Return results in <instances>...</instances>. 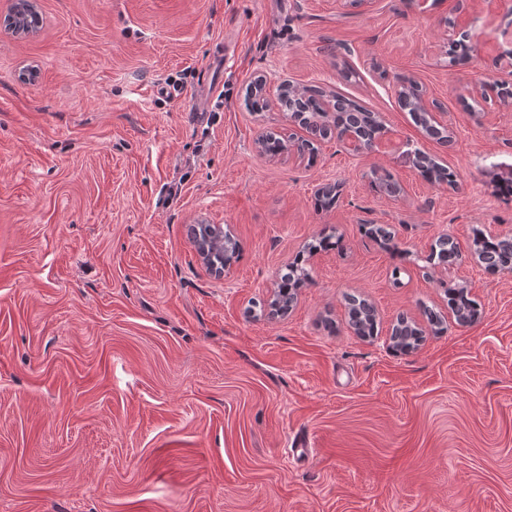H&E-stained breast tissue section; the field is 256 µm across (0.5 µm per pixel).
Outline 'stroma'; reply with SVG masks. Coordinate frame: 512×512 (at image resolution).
<instances>
[{
    "mask_svg": "<svg viewBox=\"0 0 512 512\" xmlns=\"http://www.w3.org/2000/svg\"><path fill=\"white\" fill-rule=\"evenodd\" d=\"M39 9L32 37L0 26V512H512V272L471 258L475 231L512 236L494 192L512 103L481 96L512 88V0ZM462 39L469 63L449 64ZM401 77L450 145L401 107ZM286 81L358 102L382 136L264 155L262 133L296 130ZM419 151L456 186L422 179ZM386 174L400 195L376 188ZM192 224L239 241L224 275ZM324 233L340 248L306 252ZM445 234L463 254L449 268L428 259ZM300 254L309 279L269 317ZM458 283L479 308L465 325ZM350 294L375 307L373 338L349 326ZM430 309L444 332L392 349L396 318L424 327ZM448 307L454 313L459 324H467L475 320L479 314L476 302L469 297L466 287L459 284L448 285Z\"/></svg>",
    "mask_w": 512,
    "mask_h": 512,
    "instance_id": "obj_1",
    "label": "stroma"
}]
</instances>
